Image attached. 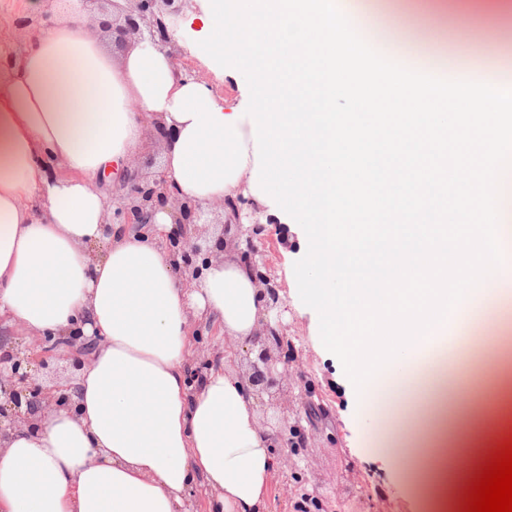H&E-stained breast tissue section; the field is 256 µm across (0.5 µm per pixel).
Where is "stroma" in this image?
I'll list each match as a JSON object with an SVG mask.
<instances>
[{
	"instance_id": "obj_1",
	"label": "stroma",
	"mask_w": 512,
	"mask_h": 512,
	"mask_svg": "<svg viewBox=\"0 0 512 512\" xmlns=\"http://www.w3.org/2000/svg\"><path fill=\"white\" fill-rule=\"evenodd\" d=\"M363 8L383 29L389 19L403 18L409 36L447 63L485 51L512 63V0H363ZM254 243L256 268L277 286L282 302L277 314L286 330L283 342L271 344L267 352L273 366L288 370L287 378L258 396L261 424L283 441V467L267 512H376L383 500L392 512H430L429 498L414 491L394 454L420 402H413L399 423L382 399L365 419H356L342 365L318 343L317 313L291 295L285 279L286 270L307 252L305 231L297 222L282 224L272 217ZM486 381L477 368L449 373L448 412L458 436L468 434L471 420L459 406L460 397L471 395L477 409L490 405ZM501 444L491 438L472 450L449 447L441 461L449 480L434 485L430 498L452 499L453 512H462L477 474L463 469L462 461L488 462Z\"/></svg>"
}]
</instances>
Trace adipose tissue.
I'll return each mask as SVG.
<instances>
[{
	"label": "adipose tissue",
	"mask_w": 512,
	"mask_h": 512,
	"mask_svg": "<svg viewBox=\"0 0 512 512\" xmlns=\"http://www.w3.org/2000/svg\"><path fill=\"white\" fill-rule=\"evenodd\" d=\"M335 4L395 59L512 87V64L484 55L446 64L408 41L388 42L354 0ZM111 44L97 24L63 17L28 33L22 54L0 50V330L33 340L78 332L91 343L73 408L0 430V512H192L198 488L215 512H263L279 440L261 426L248 379L227 364L266 338V287L233 244L198 276L167 245L180 231L171 199L230 200L223 219L235 223L233 205L252 196V170L203 194L185 188L174 159L187 124L171 108L193 76L168 49L133 38L116 56ZM155 148L169 203L148 225L104 234L112 190L135 155ZM505 220L497 276L379 375L364 406L450 339L512 318V215ZM209 322L224 355L193 385L195 327Z\"/></svg>",
	"instance_id": "1"
}]
</instances>
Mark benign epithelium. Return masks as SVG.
Segmentation results:
<instances>
[{"label": "benign epithelium", "instance_id": "1", "mask_svg": "<svg viewBox=\"0 0 512 512\" xmlns=\"http://www.w3.org/2000/svg\"><path fill=\"white\" fill-rule=\"evenodd\" d=\"M85 15L94 18L101 28L110 29L113 41L123 44L130 33L145 38L151 46L163 48L172 46L170 31L175 29L182 12L184 0H133V5L125 11L124 25L112 27L104 4L110 0H79ZM163 173L154 174L134 173L125 186V191L112 200V217L104 225L105 233L112 231L114 224H147L156 206L170 200L158 192L160 184L164 183ZM172 207L178 214V224H200L205 216V209L198 204L174 199ZM169 248L178 253L185 267L192 269L196 275L209 266L212 251L198 243V240L183 233L169 241ZM269 357L266 351L258 355V364L254 365L251 377L252 385L259 390H268L277 384L268 368ZM32 358L19 352L0 355V393L17 408L9 415L0 405V418L11 417L10 424L26 421V415L19 412L21 405H26L27 415H33L40 407L46 393L39 383L31 367Z\"/></svg>", "mask_w": 512, "mask_h": 512}]
</instances>
